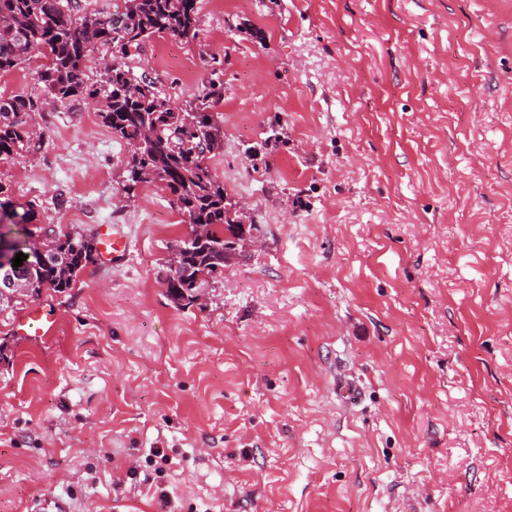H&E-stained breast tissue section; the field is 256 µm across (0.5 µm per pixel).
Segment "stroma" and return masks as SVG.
I'll use <instances>...</instances> for the list:
<instances>
[{
  "label": "stroma",
  "mask_w": 512,
  "mask_h": 512,
  "mask_svg": "<svg viewBox=\"0 0 512 512\" xmlns=\"http://www.w3.org/2000/svg\"><path fill=\"white\" fill-rule=\"evenodd\" d=\"M199 6L139 67L181 105L223 59L210 165L260 241L173 303L171 198L91 101L38 113L0 232L131 249L0 312V512H512V0ZM97 235L106 259L112 260L113 263L124 259L128 250V239L118 224L99 225Z\"/></svg>",
  "instance_id": "1"
}]
</instances>
